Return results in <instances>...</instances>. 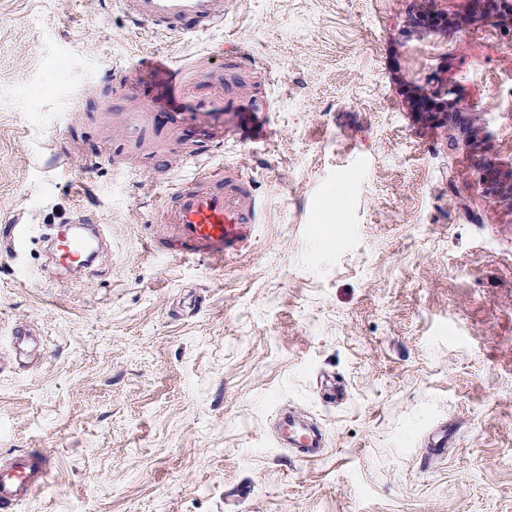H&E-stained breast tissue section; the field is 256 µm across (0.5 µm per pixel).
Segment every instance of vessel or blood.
Listing matches in <instances>:
<instances>
[{
  "label": "vessel or blood",
  "instance_id": "obj_1",
  "mask_svg": "<svg viewBox=\"0 0 512 512\" xmlns=\"http://www.w3.org/2000/svg\"><path fill=\"white\" fill-rule=\"evenodd\" d=\"M125 15L144 32L165 37L198 35L224 22V0H120ZM165 106L174 109L175 133L195 136L223 125L236 103L230 98L199 97L184 103L176 84H169ZM159 208L161 224L150 239L153 250L180 259L236 256L252 239L259 220V205L251 182L234 166L202 168L192 177L168 180ZM104 227L95 214L80 211L71 224H48L56 265L65 270L92 269L101 247ZM280 428L286 445L306 460L319 458L324 441L319 430L294 416H285ZM52 458L33 449L17 455H0V512H14L48 481Z\"/></svg>",
  "mask_w": 512,
  "mask_h": 512
}]
</instances>
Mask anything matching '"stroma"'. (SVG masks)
I'll return each instance as SVG.
<instances>
[{"mask_svg":"<svg viewBox=\"0 0 512 512\" xmlns=\"http://www.w3.org/2000/svg\"><path fill=\"white\" fill-rule=\"evenodd\" d=\"M223 28L139 32L117 0H0V454L55 459L17 512H512V205L491 202L462 126L417 110L440 69L512 165V38L472 0H225ZM167 57L188 97L258 106L222 160L260 203L218 263L147 241L159 167L208 143L129 140L115 113L163 111L127 72ZM93 210L91 272L59 270L46 224ZM44 341L17 363L11 336ZM291 412L320 429L306 462ZM451 430L431 455L429 437ZM286 448L295 449L301 458L310 460L322 455L324 441L319 430L310 423L288 414L281 423Z\"/></svg>","mask_w":512,"mask_h":512,"instance_id":"stroma-1","label":"stroma"}]
</instances>
